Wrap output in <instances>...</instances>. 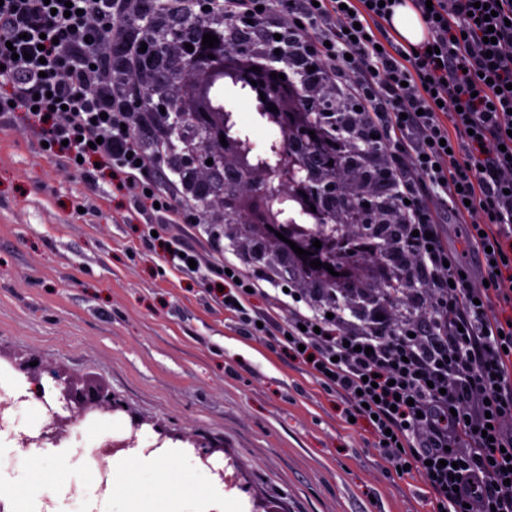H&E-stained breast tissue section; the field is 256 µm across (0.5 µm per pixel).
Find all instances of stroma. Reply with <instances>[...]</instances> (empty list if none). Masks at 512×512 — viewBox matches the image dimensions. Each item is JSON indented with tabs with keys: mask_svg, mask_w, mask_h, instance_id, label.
<instances>
[{
	"mask_svg": "<svg viewBox=\"0 0 512 512\" xmlns=\"http://www.w3.org/2000/svg\"><path fill=\"white\" fill-rule=\"evenodd\" d=\"M128 208L110 171L87 186L22 113L0 112V390L20 380L12 361L34 356L77 388L111 391L122 406L113 439L138 418L141 448L219 445L211 463L236 478L224 490L234 512H434L424 480L391 471L367 424H349L304 365L205 305L218 276L166 264L172 239H192L211 264L249 256L220 208L203 213L198 238L169 224L151 242Z\"/></svg>",
	"mask_w": 512,
	"mask_h": 512,
	"instance_id": "1",
	"label": "stroma"
}]
</instances>
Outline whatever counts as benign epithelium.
Returning <instances> with one entry per match:
<instances>
[{"mask_svg":"<svg viewBox=\"0 0 512 512\" xmlns=\"http://www.w3.org/2000/svg\"><path fill=\"white\" fill-rule=\"evenodd\" d=\"M211 33L219 39L214 47L202 45L203 35ZM154 47L151 62L134 77L136 94L140 101L156 112L159 124L170 131L189 130L193 145L186 149L184 165L193 175V182L202 197L205 208L218 204L223 210V221L256 232L264 246L277 255L292 259L294 267L307 275L314 286L333 288L336 280L323 276L325 268H313L310 261L336 265L338 258L354 253L360 265L378 262V253L363 246L370 232L365 224L348 223L347 215L354 205L353 183L358 174L349 169L345 185H336V166L329 161L336 156L322 146L327 133L326 113L314 107L299 111L292 99L283 97L284 81L272 78L255 87L253 75L245 72L232 83L224 81L222 59L226 44L221 25L200 26L194 22L157 32L146 38ZM191 44L193 51L186 50ZM214 58H208V55ZM265 94L260 110L276 106L269 113V122L284 135L271 141L263 152L254 151L249 134L241 128L233 111L224 104L225 94L252 96V88ZM315 135H310L309 131ZM228 146H222L220 136ZM213 164H206L207 160ZM315 206L318 222L302 226L296 223V205ZM283 234L309 251L297 255L288 243L267 227ZM321 241V248L312 246ZM25 375L33 393L44 392L43 373L54 383L64 416L56 411L51 420L35 437L24 438V447L44 443L57 445L69 436L66 426L72 418H81L92 412L112 414L121 406L112 393L95 388L81 390L62 375L46 371L43 365L30 366V361L13 365Z\"/></svg>","mask_w":512,"mask_h":512,"instance_id":"7a95c632","label":"benign epithelium"}]
</instances>
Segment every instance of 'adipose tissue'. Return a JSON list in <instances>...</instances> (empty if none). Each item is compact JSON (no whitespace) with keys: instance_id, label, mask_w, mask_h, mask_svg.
I'll return each instance as SVG.
<instances>
[{"instance_id":"ef3b65f1","label":"adipose tissue","mask_w":512,"mask_h":512,"mask_svg":"<svg viewBox=\"0 0 512 512\" xmlns=\"http://www.w3.org/2000/svg\"><path fill=\"white\" fill-rule=\"evenodd\" d=\"M91 436L60 446L18 448L0 442V512H130L133 488L123 477L133 470L170 481L157 512H190L194 502L224 509V486L183 467L180 457L131 449L119 465L112 491L100 493L98 467L88 448Z\"/></svg>"}]
</instances>
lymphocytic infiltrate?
Listing matches in <instances>:
<instances>
[{
  "label": "lymphocytic infiltrate",
  "mask_w": 512,
  "mask_h": 512,
  "mask_svg": "<svg viewBox=\"0 0 512 512\" xmlns=\"http://www.w3.org/2000/svg\"><path fill=\"white\" fill-rule=\"evenodd\" d=\"M486 2L213 0L211 10L225 35L251 26V44L230 60L266 68L277 37L299 101L308 88H338L325 108L348 119L351 136H377L398 225L375 268L379 301L354 310L342 291L310 294L294 272L227 258L224 310L244 338L306 364L347 415L367 421L390 466L426 481L436 512H512V316L493 306L512 305V0ZM404 3L426 30L413 47L393 36ZM199 15L197 0H145L137 14L129 0H0V111L52 116L49 148L71 168H111L146 239L200 218L189 173L169 177L176 150L127 80L144 61L132 32L158 16L175 26ZM105 43L121 68L98 54ZM451 222L481 267L448 247Z\"/></svg>",
  "instance_id": "f902f5d3"
}]
</instances>
